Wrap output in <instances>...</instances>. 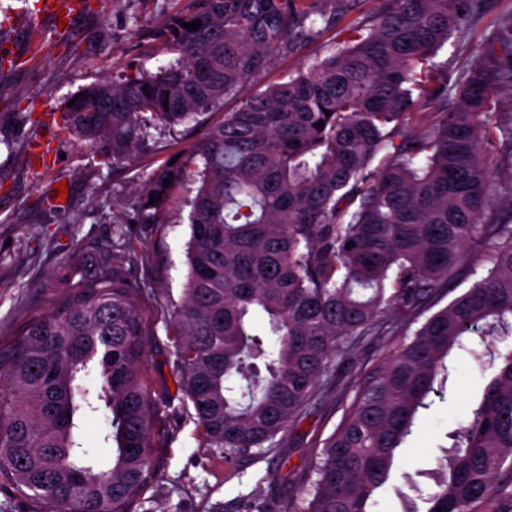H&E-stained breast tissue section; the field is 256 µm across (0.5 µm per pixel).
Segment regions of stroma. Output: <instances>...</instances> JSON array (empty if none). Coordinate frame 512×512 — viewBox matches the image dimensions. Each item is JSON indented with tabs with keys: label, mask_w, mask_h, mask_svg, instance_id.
<instances>
[{
	"label": "stroma",
	"mask_w": 512,
	"mask_h": 512,
	"mask_svg": "<svg viewBox=\"0 0 512 512\" xmlns=\"http://www.w3.org/2000/svg\"><path fill=\"white\" fill-rule=\"evenodd\" d=\"M66 28L50 20H29L28 0H0V53L17 65L0 70V339L12 338L32 309H48L65 291L68 264L77 252L102 247H132L129 270L146 302L148 334L145 377L163 404L158 429L149 439L153 479L130 503V512H245L248 496L261 490L273 507H300L303 488L315 480L312 459L350 408L362 379L376 366L387 339L368 336L356 342L334 373L319 386L294 426L277 437L273 450L241 461L227 477L194 420V410L179 379L165 309L180 302L186 282L189 226L171 212L166 224H133L142 187L149 175L203 136L210 122L202 117L190 129L155 135L147 150L126 166L102 163L101 149L87 147L65 133L60 104L96 79L137 64L154 65L157 46L148 37L190 0H80ZM512 14V0H483L473 24L456 31L435 61L456 80L476 55L502 53L492 36ZM337 42L326 33L299 53L275 56L262 84L282 80L330 55ZM55 142L57 159L39 169L29 160L33 140ZM67 183L65 201L56 186ZM472 334L461 338L449 356L442 393L430 395L399 450L402 471L412 483L391 478L375 496L373 512H405L408 500L432 492L431 463L449 446L448 434L480 402L491 371L475 363Z\"/></svg>",
	"instance_id": "obj_1"
}]
</instances>
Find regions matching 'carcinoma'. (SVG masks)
I'll return each instance as SVG.
<instances>
[{
    "instance_id": "obj_1",
    "label": "carcinoma",
    "mask_w": 512,
    "mask_h": 512,
    "mask_svg": "<svg viewBox=\"0 0 512 512\" xmlns=\"http://www.w3.org/2000/svg\"><path fill=\"white\" fill-rule=\"evenodd\" d=\"M377 2L330 56L250 93L275 55L320 41L360 0H192L155 32L164 63L97 79L75 105L61 103L67 132L109 145L106 162L119 167L153 132L237 101L190 147L193 169L167 162L151 174L135 218L167 223L173 196L196 184L169 329L197 425L232 473L288 430L354 342L382 335L394 311L409 320L469 248L488 250L485 276L381 348L378 375L315 454L297 512H372L460 337L475 333L488 349L512 334V219L486 218L494 169L512 171V120L498 123L511 152L492 165L479 122L492 118V89L512 88V56L468 65L450 112L434 58L479 0ZM194 21L198 30L182 27ZM434 83L436 110L418 111ZM129 261L114 249L87 256L51 310L0 341V482L57 512H128L154 475L160 403L144 376ZM498 357L482 400L449 435L452 451L435 461L426 512H512V350ZM95 413L109 420L104 460L80 441Z\"/></svg>"
}]
</instances>
